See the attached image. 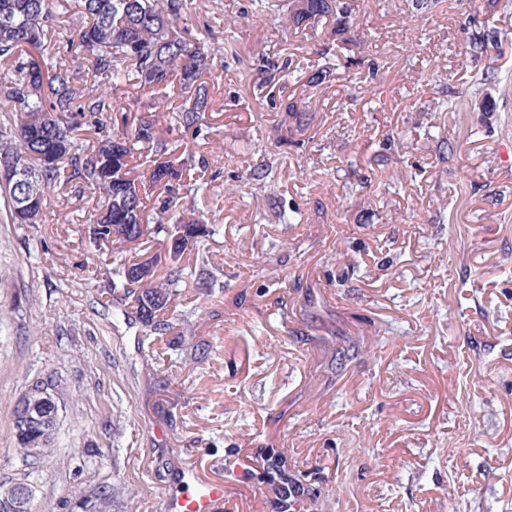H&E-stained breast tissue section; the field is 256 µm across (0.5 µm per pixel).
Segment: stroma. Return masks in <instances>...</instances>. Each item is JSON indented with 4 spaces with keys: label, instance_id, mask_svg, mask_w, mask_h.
Returning a JSON list of instances; mask_svg holds the SVG:
<instances>
[{
    "label": "stroma",
    "instance_id": "1",
    "mask_svg": "<svg viewBox=\"0 0 512 512\" xmlns=\"http://www.w3.org/2000/svg\"><path fill=\"white\" fill-rule=\"evenodd\" d=\"M267 2L188 4L193 33L226 49L186 139L207 162L194 204L217 273L207 297L180 288L171 332L145 344L114 302L91 191L49 192L35 224L0 203V482L29 483L37 512H85L102 486L108 512H167L192 470L230 512H285L284 448L304 512H512V0H356L344 46L333 21L295 34ZM480 31L501 53L485 85L465 55ZM329 53L331 85L289 83L311 110L277 143L279 90H254L249 68L291 55L310 74ZM294 206L299 223L273 215ZM40 378L59 419L26 459L12 411Z\"/></svg>",
    "mask_w": 512,
    "mask_h": 512
}]
</instances>
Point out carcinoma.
Returning a JSON list of instances; mask_svg holds the SVG:
<instances>
[{
    "label": "carcinoma",
    "mask_w": 512,
    "mask_h": 512,
    "mask_svg": "<svg viewBox=\"0 0 512 512\" xmlns=\"http://www.w3.org/2000/svg\"><path fill=\"white\" fill-rule=\"evenodd\" d=\"M287 6L289 25L306 29L322 18L331 17L336 34L349 28L356 13L352 0H273V7ZM77 38L88 53V71L82 85L53 66L47 52V35L70 12L69 0H0V111L14 112L18 123L12 135L0 130V163L22 166L23 178L0 182V197L14 224L38 223L45 193L64 191L71 184L92 190L99 204L89 216L96 226L91 238L102 255L116 265L124 301L131 304L136 318L163 335L173 329L161 318L168 310L173 289L192 285L208 294L212 276L202 263L192 268L180 264L189 248H198L208 236L206 225L180 209L181 200L197 197L206 184L185 182L184 171L195 165L178 142L164 133L173 127L202 131L206 113L212 111L208 82L203 77L213 71L214 58L224 48L200 39L181 23L186 0H78ZM494 43L492 36L478 34L469 42V53L481 57ZM257 85L273 83L276 76L301 77V69L291 56L263 57L255 68ZM336 64L325 60L307 83L322 85L335 80ZM109 81L102 83L99 77ZM128 85L160 94L179 87L182 102L173 109L149 103L141 115H121L123 133L104 132L112 124L115 101L121 100ZM309 102L287 96L280 109L287 118L305 112ZM89 124L103 134L88 149L75 131ZM153 158V169L140 178L132 176L136 146ZM54 161L45 164L43 154ZM163 186L168 197L155 215L146 214V200L154 188ZM38 191L31 207L27 197ZM164 234L162 245L169 265L156 275L159 255L127 258L131 245L140 244L148 234ZM17 452L23 457L45 454L50 442L36 446L31 439L15 435Z\"/></svg>",
    "instance_id": "obj_1"
}]
</instances>
